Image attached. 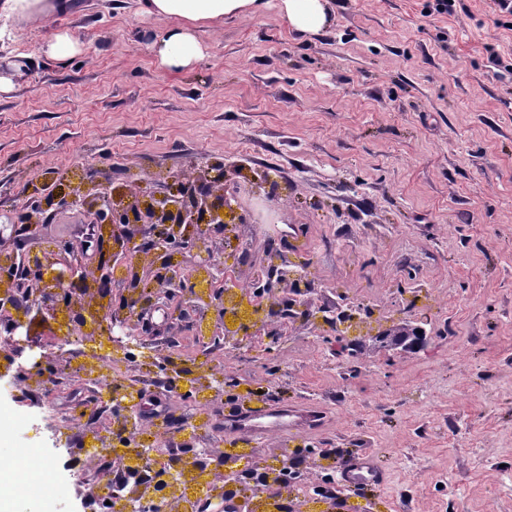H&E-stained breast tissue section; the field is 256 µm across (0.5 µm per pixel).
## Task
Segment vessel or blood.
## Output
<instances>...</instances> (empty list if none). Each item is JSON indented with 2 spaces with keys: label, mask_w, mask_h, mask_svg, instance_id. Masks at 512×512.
<instances>
[{
  "label": "vessel or blood",
  "mask_w": 512,
  "mask_h": 512,
  "mask_svg": "<svg viewBox=\"0 0 512 512\" xmlns=\"http://www.w3.org/2000/svg\"><path fill=\"white\" fill-rule=\"evenodd\" d=\"M307 426L305 414L290 412L272 403L256 408H247L232 418L226 419V429L242 435L243 439L260 442L272 433L285 438L299 437ZM341 486L357 488L381 480L371 449L365 448L353 459H350L340 470Z\"/></svg>",
  "instance_id": "b4317fda"
}]
</instances>
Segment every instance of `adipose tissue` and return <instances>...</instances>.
Segmentation results:
<instances>
[{"instance_id": "1", "label": "adipose tissue", "mask_w": 512, "mask_h": 512, "mask_svg": "<svg viewBox=\"0 0 512 512\" xmlns=\"http://www.w3.org/2000/svg\"><path fill=\"white\" fill-rule=\"evenodd\" d=\"M147 13L168 18L169 27L149 43L156 62L179 72L194 66L205 55L196 32L227 16L261 14L269 0H141ZM70 0H0V40L16 38L24 26L70 7ZM289 26L298 32H318L331 20L329 0H280Z\"/></svg>"}]
</instances>
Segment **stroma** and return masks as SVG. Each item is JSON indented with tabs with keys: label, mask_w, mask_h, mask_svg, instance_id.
Wrapping results in <instances>:
<instances>
[{
	"label": "stroma",
	"mask_w": 512,
	"mask_h": 512,
	"mask_svg": "<svg viewBox=\"0 0 512 512\" xmlns=\"http://www.w3.org/2000/svg\"><path fill=\"white\" fill-rule=\"evenodd\" d=\"M426 2L332 0L331 25L301 33L271 0L259 16L198 30L205 57L177 73L149 51L168 19L138 0H76L0 43L11 81L0 93V226L53 173L62 194L92 170L163 193L213 164L255 218L226 230L224 269L255 278L269 252L289 253L295 236L305 245L316 311L272 354L256 337L206 345L196 326H211L213 310L189 315L177 295L143 314L154 330L128 368L123 412L129 426L149 425L141 444L157 435L195 449L209 437L250 449L224 434L236 402L198 404L185 378L169 390L150 365L160 352L175 369L237 378L251 406L269 390L278 406L320 415L297 440L272 434L259 450L373 449L381 482L348 494L365 512H512V29L495 26L492 0L438 17L425 16ZM61 31L83 55L43 53ZM81 220L65 211L26 235L38 251L71 247L92 270ZM345 298L377 300L388 321L416 319L427 336L402 350L365 335L349 355L318 311ZM56 327L40 321L29 337L0 321V348L22 347L16 365L65 364L37 400L0 379V456L37 449L53 476L50 493L14 512H93L83 482L112 479L114 458L136 462L117 441L90 464L79 452L108 413L78 368L122 348ZM168 416L180 427L164 426Z\"/></svg>",
	"instance_id": "1"
}]
</instances>
